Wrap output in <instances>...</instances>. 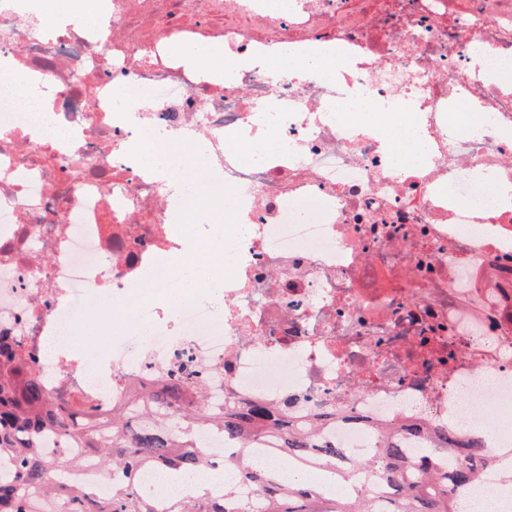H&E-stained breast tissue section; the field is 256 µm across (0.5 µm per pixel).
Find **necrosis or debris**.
Returning a JSON list of instances; mask_svg holds the SVG:
<instances>
[{
  "mask_svg": "<svg viewBox=\"0 0 512 512\" xmlns=\"http://www.w3.org/2000/svg\"><path fill=\"white\" fill-rule=\"evenodd\" d=\"M32 3L0 0V336L49 395L105 413L180 374L212 410L336 414L322 433L365 501L393 493L359 465L376 425L416 418L479 436L498 463L460 496L512 512V210L472 177L512 185V88L473 69L512 74V0H102L100 29L45 28ZM203 38L243 57L328 42L336 69L243 67L222 86L177 62ZM453 103L484 112V132ZM383 104L427 163L338 118ZM146 135L199 140L201 179L141 167L127 145ZM206 190L235 197L243 231L224 278L189 292L188 256L224 227L190 238L169 213ZM132 298L130 328L71 348L86 302Z\"/></svg>",
  "mask_w": 512,
  "mask_h": 512,
  "instance_id": "4bbe7bcc",
  "label": "necrosis or debris"
}]
</instances>
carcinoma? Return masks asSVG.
Wrapping results in <instances>:
<instances>
[{"instance_id": "carcinoma-1", "label": "carcinoma", "mask_w": 512, "mask_h": 512, "mask_svg": "<svg viewBox=\"0 0 512 512\" xmlns=\"http://www.w3.org/2000/svg\"><path fill=\"white\" fill-rule=\"evenodd\" d=\"M184 402L182 379L174 377L156 384L147 398L143 390H133L130 411L117 409L104 417L72 409L50 397L23 355L0 350V512H33L35 492L62 501L63 512H158L150 490L114 486L111 494L90 498L77 487L58 483L57 477L78 468L81 460L66 453H42L41 439L62 435L132 476L145 465L185 475L207 463V452L195 439L200 426L240 444L236 456L224 459V467L255 489L260 512H376L346 495L325 493L316 485L304 487L295 478L281 484L270 469L253 462L246 443L271 433L281 444L283 460L294 463L314 450L319 468L336 480L344 450L292 425L284 408L254 400L214 415L203 403L188 410ZM400 429L396 434L381 432L378 455L365 461L396 493L389 512H458L452 491L474 484L479 468L494 463L493 458L475 439L458 440L413 420ZM436 448H446L457 458L444 479L431 476ZM233 495L232 487L222 496L208 490L189 494L172 502L166 512H236Z\"/></svg>"}]
</instances>
